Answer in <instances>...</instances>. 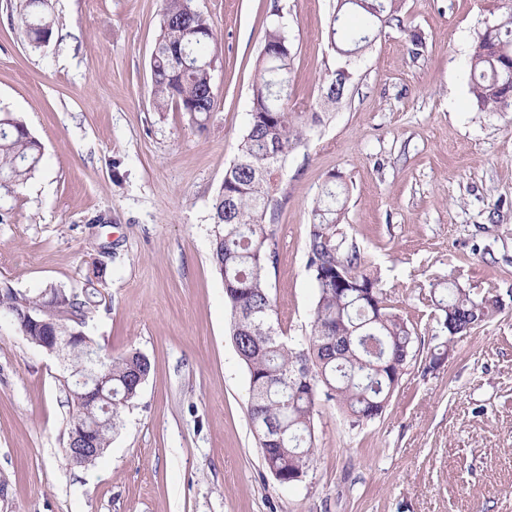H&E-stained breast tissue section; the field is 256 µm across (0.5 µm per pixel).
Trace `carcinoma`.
Masks as SVG:
<instances>
[{"label":"carcinoma","mask_w":512,"mask_h":512,"mask_svg":"<svg viewBox=\"0 0 512 512\" xmlns=\"http://www.w3.org/2000/svg\"><path fill=\"white\" fill-rule=\"evenodd\" d=\"M42 0H27L21 24L32 48L52 34L53 19L40 10ZM402 0H345L334 6L327 39L336 56L372 45L387 27L403 26ZM290 45L279 23L266 26L264 46ZM218 38L207 16L192 0H162L160 34L152 55L151 96L164 111L175 105L199 131L215 112L214 51ZM294 54H260L259 77L251 97L249 120L238 155L224 175L211 203L214 226L211 262L224 282L225 302L231 313V339L249 373L248 415L268 469L277 471L286 485L309 468L314 448V413L318 387L326 400L345 412L350 427H360L382 415L389 398L415 356V328L387 303L380 280L369 270L360 249L339 232L338 193L325 186L312 208L306 241L307 268L316 288L310 334L296 343L275 326V303L269 271L277 250L267 215L276 206L277 187L271 175L283 168L302 143L311 121L288 111V89ZM512 90V7L477 36L469 62V92L481 111L496 112L504 94ZM42 157L41 144L26 122L10 112L0 114V178L26 183ZM86 278L81 290L50 287L36 295L0 289V313H38L55 328L81 331L96 309L98 290ZM432 304L441 335L427 355L428 362L448 355L455 341L468 335L501 311L492 294L473 296L448 283L433 289ZM350 332L352 344L336 340L339 330ZM112 372V423L97 437L108 448L120 425L121 412L141 390L138 380L148 377L150 359L131 350L108 360ZM91 368L85 346L70 350L64 380L72 407L68 430L76 424L80 406L73 396L74 380Z\"/></svg>","instance_id":"carcinoma-1"}]
</instances>
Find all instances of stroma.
Listing matches in <instances>:
<instances>
[{"instance_id": "35a3bbf8", "label": "stroma", "mask_w": 512, "mask_h": 512, "mask_svg": "<svg viewBox=\"0 0 512 512\" xmlns=\"http://www.w3.org/2000/svg\"><path fill=\"white\" fill-rule=\"evenodd\" d=\"M507 2L403 0L405 29H385L282 171L271 284L284 335L310 332L306 239L333 181L341 231L418 336L380 417L353 429L320 401L308 474L283 485L248 417L210 205L248 123L266 24L292 44L291 104L318 111L333 0H194L218 35L203 132L152 104L161 0H48L53 33L36 50L21 0H0V112L42 145L32 178L0 187V287L79 289L99 256L104 301L85 332L151 361L104 456L78 467L60 362L0 318V512H512V111H479L468 87L477 35ZM449 280L504 310L427 373V297Z\"/></svg>"}]
</instances>
